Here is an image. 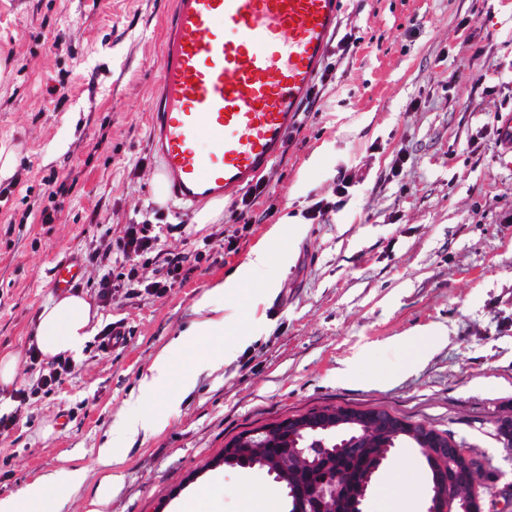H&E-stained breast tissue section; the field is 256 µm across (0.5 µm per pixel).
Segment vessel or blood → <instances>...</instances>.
Segmentation results:
<instances>
[{"label":"vessel or blood","mask_w":512,"mask_h":512,"mask_svg":"<svg viewBox=\"0 0 512 512\" xmlns=\"http://www.w3.org/2000/svg\"><path fill=\"white\" fill-rule=\"evenodd\" d=\"M342 0H172L150 114L163 190L180 206L253 186L309 98ZM83 274L58 261L50 285Z\"/></svg>","instance_id":"obj_1"}]
</instances>
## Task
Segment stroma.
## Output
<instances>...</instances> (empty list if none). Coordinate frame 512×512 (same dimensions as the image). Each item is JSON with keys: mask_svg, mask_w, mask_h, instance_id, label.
Masks as SVG:
<instances>
[{"mask_svg": "<svg viewBox=\"0 0 512 512\" xmlns=\"http://www.w3.org/2000/svg\"><path fill=\"white\" fill-rule=\"evenodd\" d=\"M171 0H0V354L20 365L0 386V412H17L0 434V500L26 512H86L104 473L100 449L124 456L106 512H176L200 488L209 512H246L249 501L285 496L266 468H228L235 435L322 407L384 408L449 431L512 478V453L493 438L512 414V152L498 119L512 114V0H344L332 71L305 105L263 176L261 215L238 249L234 200L212 224L196 209L157 200L151 93ZM359 36L345 47L346 35ZM56 94H47V87ZM408 161L390 177L396 152ZM354 194L318 223L306 209L332 196L340 169ZM57 220H38L65 176ZM163 214L160 247L185 256L183 278L160 295L112 291L102 324L121 344L90 336L53 392L18 404L38 369L29 349L37 317L56 297L57 260L85 261L147 209ZM268 264L225 296L220 336L178 344L200 320L198 302L236 277L255 247ZM443 328L431 349L403 343ZM168 386L141 407L167 424L145 439H115L131 395L159 353ZM224 354L207 367L204 354ZM80 486L35 480L63 469ZM430 471L421 449L388 453L366 512H424Z\"/></svg>", "mask_w": 512, "mask_h": 512, "instance_id": "35a3bbf8", "label": "stroma"}]
</instances>
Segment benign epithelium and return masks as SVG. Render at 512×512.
Returning <instances> with one entry per match:
<instances>
[{
	"instance_id": "benign-epithelium-1",
	"label": "benign epithelium",
	"mask_w": 512,
	"mask_h": 512,
	"mask_svg": "<svg viewBox=\"0 0 512 512\" xmlns=\"http://www.w3.org/2000/svg\"><path fill=\"white\" fill-rule=\"evenodd\" d=\"M259 435L279 443L262 465L281 484L289 512H364L369 485L390 450L388 445L373 449L375 435H404L424 449L431 471L425 512H475L484 506L490 512H512V482L498 484L483 455L450 433L384 409H320L248 432L224 449V466H251ZM493 436L512 452L511 414L495 421ZM359 458L368 460L369 468L360 483L352 484L339 463Z\"/></svg>"
}]
</instances>
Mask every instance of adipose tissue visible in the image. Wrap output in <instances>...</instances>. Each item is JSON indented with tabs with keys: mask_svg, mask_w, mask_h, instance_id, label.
I'll return each mask as SVG.
<instances>
[{
	"mask_svg": "<svg viewBox=\"0 0 512 512\" xmlns=\"http://www.w3.org/2000/svg\"><path fill=\"white\" fill-rule=\"evenodd\" d=\"M235 287V282H221L203 295L199 302L203 317L192 330L184 334V341L197 342L208 336L223 334L224 317L218 300ZM97 321L98 310L85 296L66 294L54 298L38 316V347L49 359L61 355L79 356Z\"/></svg>",
	"mask_w": 512,
	"mask_h": 512,
	"instance_id": "1",
	"label": "adipose tissue"
}]
</instances>
